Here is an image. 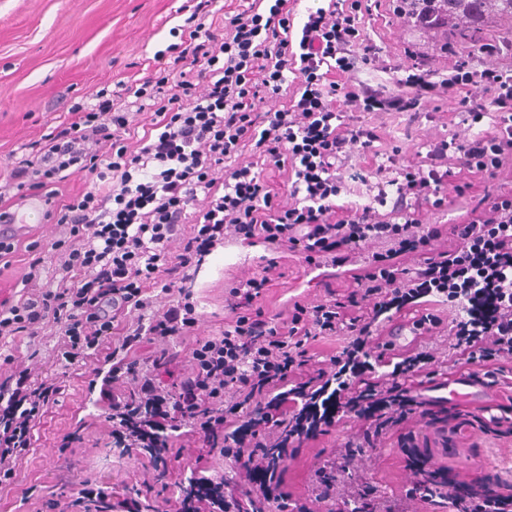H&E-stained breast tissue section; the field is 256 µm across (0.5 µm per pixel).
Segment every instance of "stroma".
I'll return each mask as SVG.
<instances>
[{"label":"stroma","mask_w":512,"mask_h":512,"mask_svg":"<svg viewBox=\"0 0 512 512\" xmlns=\"http://www.w3.org/2000/svg\"><path fill=\"white\" fill-rule=\"evenodd\" d=\"M186 0H0V171L9 172L23 155L24 147L41 141L64 120L68 108L85 102L101 89H113L117 82H134L153 68L156 51L174 44L172 28L188 17L182 9ZM361 35L372 41L383 59L397 64L400 77L413 72L415 62L437 69L443 64L439 48L449 44L460 48L456 35L413 30L404 20L401 0H360ZM477 41L494 44V51L478 55L475 69L503 66L512 46V22L496 19L486 23ZM465 115L457 98L421 101L412 112H372L364 117L378 136L372 151L350 149L336 169L341 187L340 201L366 203L387 181L397 178L399 165L391 156L413 154L426 142L451 140L464 134ZM474 187L458 195L455 182L445 187L447 205L424 208L426 224H460L467 211L484 195L512 191V177L476 176ZM28 229L19 235L22 245L10 266L0 269V303L17 301L34 259L29 244L46 245L61 233V227L45 213H27ZM391 242L378 241L356 251L351 263L337 269L331 282L310 279L309 266L301 254H281L285 271L269 288L263 307L272 315L292 312L294 304L308 307L323 303L328 289L343 291L352 276L366 268L372 254L388 253ZM264 248H239L225 257L216 248L207 257L191 283L198 301L199 336L218 333L224 326V295L236 281L260 271ZM438 317L441 326L424 331L405 344L407 352H422L437 363L435 383L457 376L448 356V333L463 311L455 299L422 298L412 317ZM52 336L20 334L0 340V373L9 374L16 365L36 357L42 373L57 377L62 392L50 405L34 432L33 446L20 461L11 480L0 485V512H36L44 496L71 492L88 479L121 491L139 480L133 462L113 456L104 430L94 421L102 406L91 392L90 370L69 364L58 353ZM469 400L459 407L466 416L462 434L441 433L419 414L404 422L418 447L424 448L433 467H448L467 480L485 484H512V434L495 428L491 419H512V389L493 386L494 400L484 403L479 387H472ZM91 428L79 447L60 453L61 436L81 423ZM358 432L355 418H342L317 442L301 448L289 460L286 483L289 494L306 503L309 512H326L327 505L314 496L317 478L332 449L344 447ZM415 477L405 463L396 441L352 449L348 470L336 483V503L356 512L361 493H368L380 507L400 504L405 512H453L450 502L436 503L414 493Z\"/></svg>","instance_id":"35a3bbf8"}]
</instances>
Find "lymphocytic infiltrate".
I'll use <instances>...</instances> for the list:
<instances>
[{
	"mask_svg": "<svg viewBox=\"0 0 512 512\" xmlns=\"http://www.w3.org/2000/svg\"><path fill=\"white\" fill-rule=\"evenodd\" d=\"M346 2L320 0L296 41L288 0L268 7L249 0L219 26L204 22L213 0H197L175 61L157 52L154 75L117 82L112 94L97 92L93 105H72L56 134L0 181V218L10 217L18 194L41 192L48 218L69 231L50 245L63 270L57 286L1 310L0 338L56 329L71 362L111 344L99 390L110 444L154 474L125 495L87 485L56 495L44 501L45 512H152L156 498L172 512H266L271 505L306 512L284 485L288 452L328 433L339 415L353 413L379 434L421 408L437 429H460L456 406L426 405L421 387L434 375L426 356H387L376 331L381 316L447 293L450 268L460 272L469 303L453 351L467 368L512 389V375L496 364L499 353L512 354L511 199L471 210L467 223L450 228L459 248L425 258L416 279L390 294L379 295L370 271L325 303L295 305L290 319L263 308L282 276L277 253L299 252L311 265L333 260L373 239L380 224L426 243L443 228L421 223L422 208L444 204L449 177L493 176L512 158V65L474 69L476 53L486 50L481 44L455 54L447 74L424 69L404 84L436 98L458 96L463 111L491 119V129L452 148L426 144L420 160L403 166L389 212L370 202L337 207V160L377 139L363 114L406 112L414 104L388 85L354 77L356 61H374L379 50L362 39ZM293 85L295 104L258 111L263 95L283 96ZM340 95L347 111L336 109ZM131 97L151 110L139 128L117 107ZM130 136L138 137V152H129ZM249 146L257 166L236 165L235 155ZM76 173L89 176V185L60 193L59 184ZM229 240L263 243L272 256L229 289L223 330L196 340L183 370L165 351L137 356L143 341L191 335L197 305L180 275ZM156 291L169 295L165 308H154ZM339 331L350 341L329 371L308 345ZM230 391L237 399L228 405ZM58 392L54 379L35 381L25 370L0 380V483L13 477ZM185 432L231 458L234 477L212 479L202 456L186 458L175 445ZM178 461L192 479L174 492L164 478ZM418 473L419 493L446 495L457 512H512V485L470 483L439 469Z\"/></svg>",
	"mask_w": 512,
	"mask_h": 512,
	"instance_id": "f902f5d3",
	"label": "lymphocytic infiltrate"
}]
</instances>
